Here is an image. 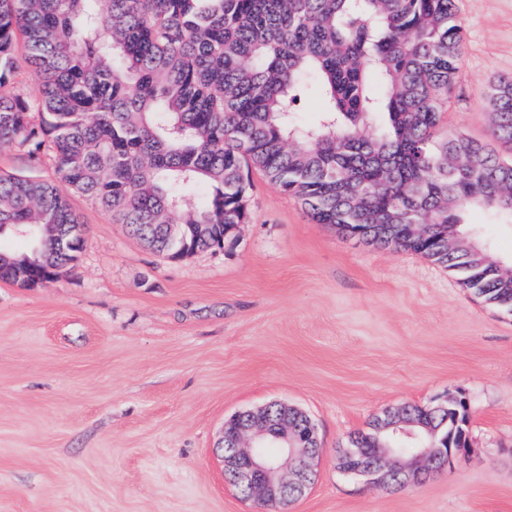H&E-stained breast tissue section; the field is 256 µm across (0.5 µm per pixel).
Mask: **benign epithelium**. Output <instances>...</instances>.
I'll return each mask as SVG.
<instances>
[{
	"mask_svg": "<svg viewBox=\"0 0 512 512\" xmlns=\"http://www.w3.org/2000/svg\"><path fill=\"white\" fill-rule=\"evenodd\" d=\"M297 408L279 404L277 418L269 407L241 412L232 417L236 422L231 447L222 449L224 479L245 498L267 505H289L305 495L316 479L315 461L321 453L316 424L309 425V435L300 434L296 421ZM386 440L376 439L372 456L367 458L355 448H345L339 456L340 468L347 474L391 488L418 481L452 459L443 448H419L402 455L396 441L402 437L419 439L411 424L398 421L386 426ZM274 443L280 454L269 458L255 449Z\"/></svg>",
	"mask_w": 512,
	"mask_h": 512,
	"instance_id": "1",
	"label": "benign epithelium"
}]
</instances>
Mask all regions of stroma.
I'll list each match as a JSON object with an SVG mask.
<instances>
[{"mask_svg": "<svg viewBox=\"0 0 512 512\" xmlns=\"http://www.w3.org/2000/svg\"><path fill=\"white\" fill-rule=\"evenodd\" d=\"M464 52L448 126L490 141L512 77V0H458ZM0 171L53 177L50 153ZM77 261L43 287L0 281V512H255L216 451L231 415L281 401L323 450L288 512H512V313L414 253L350 240L253 173L223 249L176 260L78 194ZM512 266V226L469 216ZM468 404V445L407 487L336 451L387 408Z\"/></svg>", "mask_w": 512, "mask_h": 512, "instance_id": "obj_1", "label": "stroma"}]
</instances>
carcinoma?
I'll return each mask as SVG.
<instances>
[{"mask_svg": "<svg viewBox=\"0 0 512 512\" xmlns=\"http://www.w3.org/2000/svg\"><path fill=\"white\" fill-rule=\"evenodd\" d=\"M463 43L457 0H0V148L54 163L51 179L0 172V233L33 245L37 225L64 224L58 266L74 261V193L159 253L220 248L256 170L320 224L389 225L368 244L420 254L512 312V271L463 229L468 208L512 224V79L489 89L505 158L447 127ZM22 63L37 99L13 86ZM159 224L181 228L167 242ZM403 411L435 446H467L465 402Z\"/></svg>", "mask_w": 512, "mask_h": 512, "instance_id": "carcinoma-1", "label": "carcinoma"}]
</instances>
